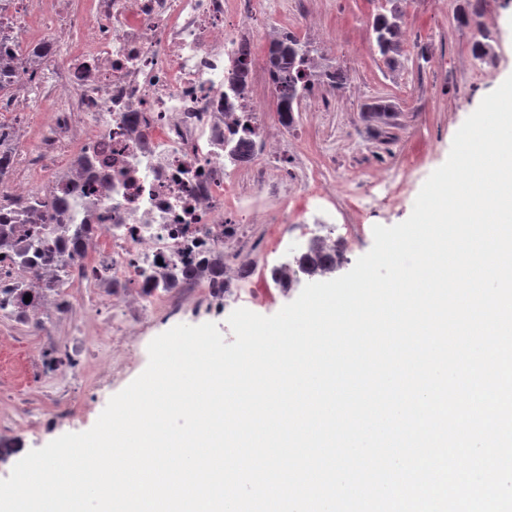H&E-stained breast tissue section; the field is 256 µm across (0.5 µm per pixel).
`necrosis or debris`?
I'll list each match as a JSON object with an SVG mask.
<instances>
[{"label":"necrosis or debris","instance_id":"4bbe7bcc","mask_svg":"<svg viewBox=\"0 0 512 512\" xmlns=\"http://www.w3.org/2000/svg\"><path fill=\"white\" fill-rule=\"evenodd\" d=\"M275 14L274 0H0V54L15 68L8 109L25 124L50 117L32 142L0 129L12 163L0 181V300L48 280L106 284L105 333L118 336L158 312L240 299L259 278L287 287V273L260 258L233 283L212 268L218 255L237 260L230 247L261 212L288 211L287 195L271 205L260 187L292 127L268 130L256 86L273 76L242 54ZM55 196L65 201L57 220L29 223V208ZM35 238L64 261L23 257Z\"/></svg>","mask_w":512,"mask_h":512}]
</instances>
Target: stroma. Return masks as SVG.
<instances>
[{"instance_id": "35a3bbf8", "label": "stroma", "mask_w": 512, "mask_h": 512, "mask_svg": "<svg viewBox=\"0 0 512 512\" xmlns=\"http://www.w3.org/2000/svg\"><path fill=\"white\" fill-rule=\"evenodd\" d=\"M321 48L323 35L337 33L336 61L348 74L343 88L328 96L322 112L295 115L288 147L270 172L274 191L300 193L308 172L332 191L336 221L351 227L344 239L338 274L350 271L373 245L375 225L405 221L428 176L448 157L453 138L482 99L512 75V0H487L485 16L495 18L492 57L473 51L474 29L456 19L455 0H407L403 6L400 64L386 68L371 46L370 20L381 0H309ZM383 101L394 115L365 118L366 104ZM391 184L379 192L378 182ZM304 204L287 222L258 217L239 250L249 255L285 256V241L313 223ZM72 308L62 315L47 299L41 326L0 313V432L18 442L15 459L0 463L9 477L16 458L66 433L90 429L109 399L127 387L148 364L147 347L179 324L218 326L226 343L235 337L227 323L234 307L217 303L213 312H185L159 318L134 336L104 339L75 335L77 320L106 325L110 310L89 307L83 289L69 291ZM68 353L71 366L49 369L46 356Z\"/></svg>"}]
</instances>
